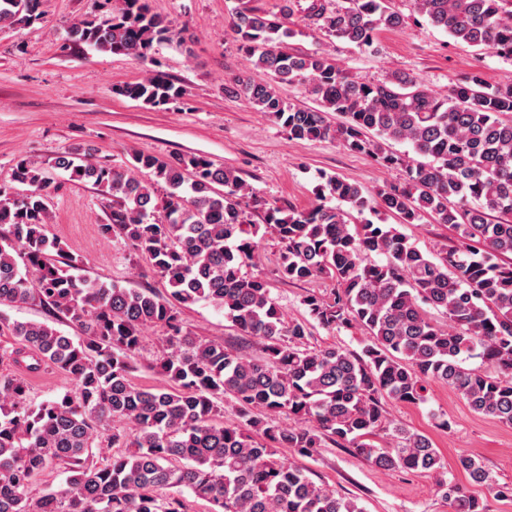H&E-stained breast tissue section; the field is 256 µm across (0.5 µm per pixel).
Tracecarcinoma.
Here are the masks:
<instances>
[{
	"label": "carcinoma",
	"instance_id": "obj_1",
	"mask_svg": "<svg viewBox=\"0 0 512 512\" xmlns=\"http://www.w3.org/2000/svg\"><path fill=\"white\" fill-rule=\"evenodd\" d=\"M415 12L452 38L512 59V0H413ZM43 0H0V28L42 18ZM328 35L359 48L401 23L383 0L302 8ZM234 31L250 64L240 95L294 139L334 138L346 150L405 169L401 186L378 189L383 209L402 224L432 215L458 244L435 258L389 224L363 218L364 189L318 173L316 203L265 208L278 239L277 273L290 282H335L330 297L302 299L307 318L289 320L266 280L247 274L260 225L246 212L254 196L233 168L197 154L164 160L134 152L125 165L65 152L51 160L18 157L0 179V306L35 303L82 331L75 342L46 322L12 321L0 334L15 346L0 372V512H186L184 493L210 512H364L355 499L315 483L280 456L313 458L330 442L379 468L439 473L430 440L387 420V400H425L429 381L458 391L471 409L512 426V81L490 85L478 71L440 96L416 79H350L325 53L294 52L287 17L237 13ZM181 31L148 0H113L112 11L70 27L64 48L123 53L155 66L116 93L151 107L183 102L184 90L157 69L158 47ZM299 84L319 102L294 108L279 85ZM343 121L333 126L326 114ZM389 142L410 151L398 154ZM89 182L110 204L105 233L120 235L171 287V299L81 274L82 259L48 234L50 203L66 182ZM339 202L327 204V199ZM347 209H341V206ZM362 217L351 224V213ZM491 213L503 219L488 220ZM64 261H59V258ZM208 301L243 335L253 355L188 332L179 306ZM448 319L441 327L424 306ZM358 326L360 351L310 349L314 326ZM164 330L155 367L169 385L131 381L146 327ZM470 358L484 368L466 365ZM64 372L73 389L35 405L24 373ZM236 421L224 423V401ZM288 415L289 422L279 416ZM115 449L106 461L94 449ZM67 488L37 499L30 490L51 465ZM459 469L490 482L476 456ZM453 512L488 504L439 478Z\"/></svg>",
	"mask_w": 512,
	"mask_h": 512
}]
</instances>
